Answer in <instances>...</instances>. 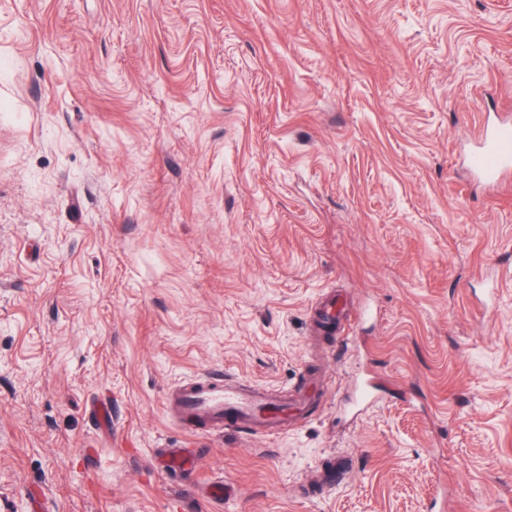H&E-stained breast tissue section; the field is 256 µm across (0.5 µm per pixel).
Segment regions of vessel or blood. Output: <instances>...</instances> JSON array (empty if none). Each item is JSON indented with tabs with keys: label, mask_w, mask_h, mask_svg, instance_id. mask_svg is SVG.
Segmentation results:
<instances>
[{
	"label": "vessel or blood",
	"mask_w": 512,
	"mask_h": 512,
	"mask_svg": "<svg viewBox=\"0 0 512 512\" xmlns=\"http://www.w3.org/2000/svg\"><path fill=\"white\" fill-rule=\"evenodd\" d=\"M469 166L486 184L495 185L512 173V124L485 125ZM314 396L307 384L295 386L279 399L266 389L229 379L202 375L176 384L166 399L170 419L199 435L247 431L270 435L283 427L299 426L312 412Z\"/></svg>",
	"instance_id": "vessel-or-blood-1"
}]
</instances>
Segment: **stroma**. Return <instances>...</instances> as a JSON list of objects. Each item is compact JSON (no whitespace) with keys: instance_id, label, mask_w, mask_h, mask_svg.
I'll list each match as a JSON object with an SVG mask.
<instances>
[{"instance_id":"obj_1","label":"stroma","mask_w":512,"mask_h":512,"mask_svg":"<svg viewBox=\"0 0 512 512\" xmlns=\"http://www.w3.org/2000/svg\"><path fill=\"white\" fill-rule=\"evenodd\" d=\"M507 117L512 0H0V512H512ZM209 372L323 397L200 440ZM469 166L488 185H496L512 171V125L487 123L478 146L470 153Z\"/></svg>"}]
</instances>
